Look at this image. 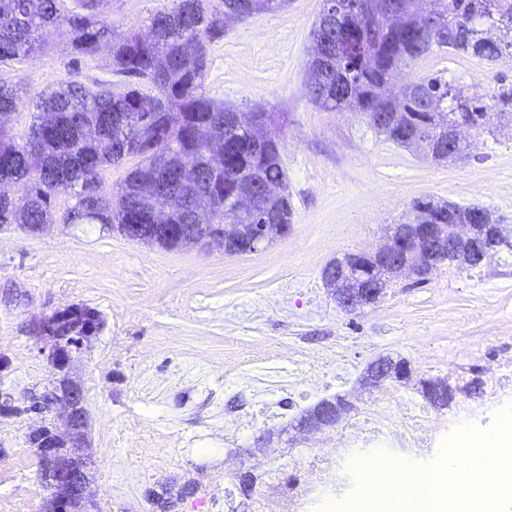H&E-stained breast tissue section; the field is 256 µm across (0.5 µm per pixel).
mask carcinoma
Here are the masks:
<instances>
[{
  "instance_id": "obj_1",
  "label": "carcinoma",
  "mask_w": 512,
  "mask_h": 512,
  "mask_svg": "<svg viewBox=\"0 0 512 512\" xmlns=\"http://www.w3.org/2000/svg\"><path fill=\"white\" fill-rule=\"evenodd\" d=\"M109 0H76V11L62 15L64 0H0V61L42 48L48 28L66 27L72 48L94 56L109 42ZM286 0H173L153 15L145 31L112 44L115 72L150 81L155 94L136 86L114 94L79 81L50 88L36 101L26 141L9 138L5 123L17 109V89L0 86V183L19 185L17 197L0 194V224L27 229L54 221L52 200L61 191L74 203L67 219L108 224L117 230L135 224H222L224 208L245 189L253 192L261 224L275 215L291 221L288 177L279 142L268 134L254 137L225 117L227 109L205 89L210 49L224 39L227 19L276 11ZM430 17L433 29L419 33ZM312 38L320 50L308 69L312 102L331 110L358 112L369 124L387 118L380 130L393 143L409 147L424 135L439 143L448 126L462 120L488 130L495 113L473 87L441 76L410 80L408 93L390 98L396 71L439 49L493 62L512 56V0H337L322 9ZM210 140L197 138L199 128ZM141 157L117 197L101 189L104 166L128 156ZM191 166L196 180L173 189L166 216L154 219V183L167 173ZM414 218L424 224H484L493 219L475 206L419 200Z\"/></svg>"
}]
</instances>
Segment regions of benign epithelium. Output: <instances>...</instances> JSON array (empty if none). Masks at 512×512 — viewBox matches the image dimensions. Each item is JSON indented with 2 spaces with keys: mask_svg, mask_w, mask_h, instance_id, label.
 I'll use <instances>...</instances> for the list:
<instances>
[{
  "mask_svg": "<svg viewBox=\"0 0 512 512\" xmlns=\"http://www.w3.org/2000/svg\"><path fill=\"white\" fill-rule=\"evenodd\" d=\"M463 126L448 130V146L436 147L441 160L459 157L463 152ZM253 195L244 192L233 199V214L243 219L253 211ZM129 238L147 244L157 243L158 237L176 236L188 246L210 249L221 242L223 248L236 251L257 252L272 239L285 233L287 226L267 224H202L188 231L183 224H154L146 230L144 224L126 225ZM488 255L501 249L512 248V237L501 224H406L391 228L387 243L372 253L373 265L364 269L353 267L349 259H338L323 270V281L334 295L337 304L347 312H355L377 302L388 282L394 278L424 279L439 266L454 259L469 262L470 254L457 248L459 240ZM81 309L73 307L55 311L36 321L41 337L48 340L49 362L56 379L52 389L45 393L49 400L46 408L37 407L32 412L41 414L55 409L64 422V431L55 425H42L30 433L39 456L50 461L43 473L44 482L52 494L53 512H85L86 490L89 478L84 458L76 449L88 443V415L83 388L70 377L69 365L72 349L81 346L85 339L94 335L97 328L86 330L73 344L65 345L59 336L62 325L77 317ZM401 375L397 362L389 357L373 361L366 377L372 387H378L389 379ZM346 410L342 402L336 408L320 406L302 419L303 431L319 429L335 423Z\"/></svg>",
  "mask_w": 512,
  "mask_h": 512,
  "instance_id": "7a95c632",
  "label": "benign epithelium"
}]
</instances>
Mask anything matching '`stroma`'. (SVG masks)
Returning <instances> with one entry per match:
<instances>
[{"mask_svg":"<svg viewBox=\"0 0 512 512\" xmlns=\"http://www.w3.org/2000/svg\"><path fill=\"white\" fill-rule=\"evenodd\" d=\"M173 0H110L115 36L144 28ZM323 0H287L284 9L232 21L212 45L207 95L241 113L266 112L288 175L292 217L286 235L266 248L230 255L223 249L167 250L124 237L101 224L72 223L73 200L58 193L55 221L33 233L0 226V391L25 400L52 378L34 319L70 306L93 309L100 330L73 355V377L85 392L89 418L90 512H158L163 486L192 485L175 512H251L237 475L263 478L277 469L289 483L305 482L296 465L306 455L297 424L324 399L369 398L372 361H405L407 379L386 382L393 393L420 392L425 381L468 366L467 382L482 379L485 339L512 318V253L478 268L448 263L427 281H392L378 302L348 313L322 279L324 267L347 254L372 253L389 227L406 221L414 200L475 204L512 227V123L492 131H465L464 159L431 161L387 141L353 112L327 110L308 96L311 31ZM110 49L92 57L74 53L63 31L43 35V47L0 63V85L22 99L6 131L24 141L33 122L31 102L44 89L77 80L107 83L123 92ZM439 75L479 83L495 95L512 85V64L464 58L436 50L402 69L396 79ZM300 344V364L249 361L252 346ZM352 375L331 374L280 422L263 407L284 403L283 387L305 389L313 357L328 348ZM245 360L262 378L253 420L234 437L237 474L224 475V421L244 404L241 373L224 368L225 354ZM40 417L0 416V512H48L40 458L28 441ZM266 450L258 452L256 441ZM280 449L279 457L268 454ZM226 484L227 499L208 488Z\"/></svg>","mask_w":512,"mask_h":512,"instance_id":"stroma-1","label":"stroma"}]
</instances>
